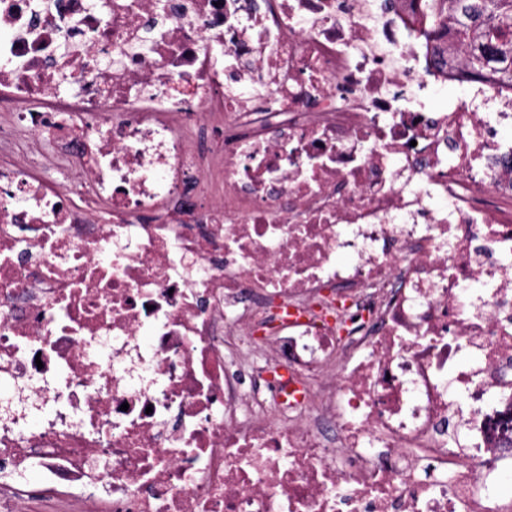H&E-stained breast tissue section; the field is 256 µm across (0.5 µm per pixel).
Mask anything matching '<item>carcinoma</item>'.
I'll return each mask as SVG.
<instances>
[{"mask_svg":"<svg viewBox=\"0 0 512 512\" xmlns=\"http://www.w3.org/2000/svg\"><path fill=\"white\" fill-rule=\"evenodd\" d=\"M422 37L454 66V49L469 80L493 78L512 85V0H418Z\"/></svg>","mask_w":512,"mask_h":512,"instance_id":"1","label":"carcinoma"}]
</instances>
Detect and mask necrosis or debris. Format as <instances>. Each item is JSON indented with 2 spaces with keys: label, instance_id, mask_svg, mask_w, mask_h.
Wrapping results in <instances>:
<instances>
[{
  "label": "necrosis or debris",
  "instance_id": "necrosis-or-debris-1",
  "mask_svg": "<svg viewBox=\"0 0 512 512\" xmlns=\"http://www.w3.org/2000/svg\"><path fill=\"white\" fill-rule=\"evenodd\" d=\"M415 25L407 0H0L12 512L32 469L107 512H503L512 88L428 110L459 77ZM21 133L61 148L11 158Z\"/></svg>",
  "mask_w": 512,
  "mask_h": 512
}]
</instances>
